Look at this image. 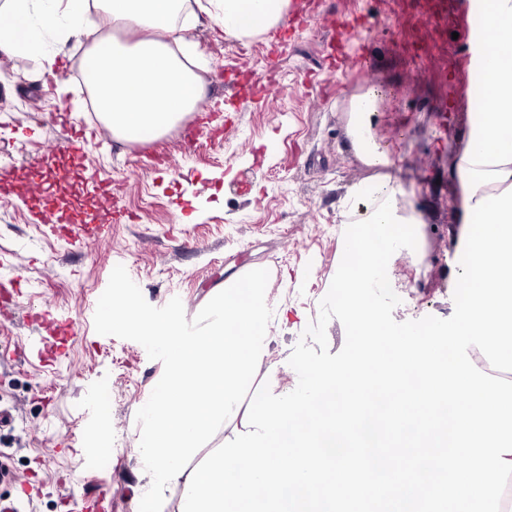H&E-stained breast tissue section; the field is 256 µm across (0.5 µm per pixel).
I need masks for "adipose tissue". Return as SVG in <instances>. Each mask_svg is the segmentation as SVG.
<instances>
[{"label": "adipose tissue", "instance_id": "1", "mask_svg": "<svg viewBox=\"0 0 512 512\" xmlns=\"http://www.w3.org/2000/svg\"><path fill=\"white\" fill-rule=\"evenodd\" d=\"M290 0H6L15 18L0 30V52L54 65L72 37L90 39L93 95L114 138L139 141L161 134L196 111L205 87L193 67L202 55L186 37L201 17L221 26L225 37L260 36L288 17ZM100 8L129 32V39L101 35L90 19ZM479 35L475 70L485 77L476 118L456 169L466 205L512 185V0H473ZM376 91L353 95L347 104L348 134L374 176L351 186L343 200L346 217L374 212L388 193L404 197L390 169L393 161L374 132ZM206 327L186 334L181 326L143 319L134 306L118 304L112 325L158 337L167 353L164 388L149 402L143 444L145 464L157 485L185 484V460L218 425L242 418V385L266 364L272 319L260 270L225 281L205 310Z\"/></svg>", "mask_w": 512, "mask_h": 512}]
</instances>
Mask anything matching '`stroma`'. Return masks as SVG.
I'll use <instances>...</instances> for the list:
<instances>
[{
  "label": "stroma",
  "instance_id": "stroma-1",
  "mask_svg": "<svg viewBox=\"0 0 512 512\" xmlns=\"http://www.w3.org/2000/svg\"><path fill=\"white\" fill-rule=\"evenodd\" d=\"M416 0H291L268 35L225 38L208 18L189 36L202 51L206 96L161 135L139 142L95 131L75 161L48 168L51 146L89 122L88 109L60 123L51 71L0 53V501L18 512H179L183 489L153 495L138 448L148 402L165 379L166 356L151 336L111 327L112 301H134L148 318L176 313L185 329L205 324L214 288L262 269L269 304L288 310L269 352L280 385L295 388L288 360L316 321L344 252L341 200L366 178L347 131V100L376 87L375 131L393 176L422 212L420 253L401 249L387 273L396 321L454 312L462 223L455 158L469 133L478 76L472 68L469 0H451L438 48L414 55ZM191 133L194 149L184 147ZM49 183L56 209L93 226L79 245L42 222L26 195ZM111 386L110 407L93 393ZM112 471L94 468L99 449Z\"/></svg>",
  "mask_w": 512,
  "mask_h": 512
}]
</instances>
